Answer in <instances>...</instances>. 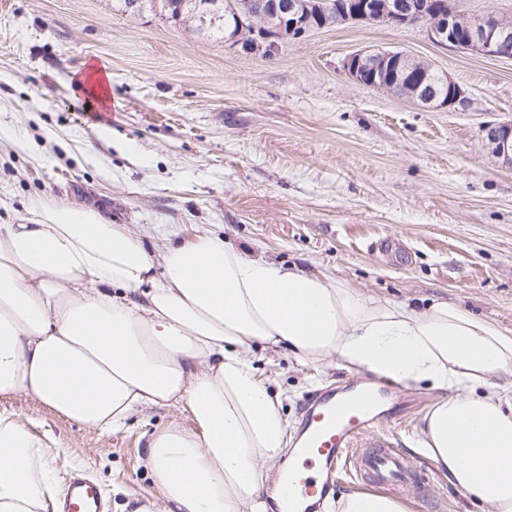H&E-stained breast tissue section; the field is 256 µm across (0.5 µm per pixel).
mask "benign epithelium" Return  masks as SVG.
I'll use <instances>...</instances> for the list:
<instances>
[{
  "instance_id": "benign-epithelium-1",
  "label": "benign epithelium",
  "mask_w": 512,
  "mask_h": 512,
  "mask_svg": "<svg viewBox=\"0 0 512 512\" xmlns=\"http://www.w3.org/2000/svg\"><path fill=\"white\" fill-rule=\"evenodd\" d=\"M453 0H440L427 10L410 0H270L258 10H249L238 19L237 31L225 37L233 42L248 33L258 34L260 48L275 49L278 41L297 39L311 26V14L335 13L340 22L367 23L375 14L397 26L423 22L436 43L483 56L512 59V22L494 15L464 17L452 7ZM411 56L401 51H358L345 61V74L364 85L393 89L408 78ZM409 97L428 108L453 109L466 102L461 86L445 71L435 78L411 82ZM487 139L493 153L512 163V123L487 126Z\"/></svg>"
}]
</instances>
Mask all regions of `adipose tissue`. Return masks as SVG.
<instances>
[{
    "instance_id": "adipose-tissue-1",
    "label": "adipose tissue",
    "mask_w": 512,
    "mask_h": 512,
    "mask_svg": "<svg viewBox=\"0 0 512 512\" xmlns=\"http://www.w3.org/2000/svg\"><path fill=\"white\" fill-rule=\"evenodd\" d=\"M313 365L425 386L419 451L475 504L512 512V336L460 305L424 311L203 234L158 255L97 212L42 205L0 224V397L33 396L79 425L188 409L148 443L162 503L133 512H262L286 445L254 345ZM47 443L0 412V512H45Z\"/></svg>"
}]
</instances>
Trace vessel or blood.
I'll return each mask as SVG.
<instances>
[{
  "mask_svg": "<svg viewBox=\"0 0 512 512\" xmlns=\"http://www.w3.org/2000/svg\"><path fill=\"white\" fill-rule=\"evenodd\" d=\"M398 389L381 378L342 393L316 392L309 398L292 444L295 464L277 486L280 512H321L332 498L335 474L353 464L368 487L401 493L417 488L419 478L399 444L378 437L380 406ZM60 512H102L96 487L74 480Z\"/></svg>",
  "mask_w": 512,
  "mask_h": 512,
  "instance_id": "vessel-or-blood-1",
  "label": "vessel or blood"
}]
</instances>
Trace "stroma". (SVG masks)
I'll use <instances>...</instances> for the list:
<instances>
[{"label":"stroma","mask_w":512,"mask_h":512,"mask_svg":"<svg viewBox=\"0 0 512 512\" xmlns=\"http://www.w3.org/2000/svg\"><path fill=\"white\" fill-rule=\"evenodd\" d=\"M362 49H397L448 72L468 104L427 109L349 79ZM106 94L81 89L91 66ZM512 121V61L433 43L420 23L332 25L245 54L191 24L133 16L114 0H0V224L38 204L125 225L150 253L218 234L238 249L341 280L381 300L460 304L512 333V166L487 125ZM288 432L318 389L357 376L252 348ZM437 391L405 389L382 429L421 476L406 512H475L416 453ZM48 443L57 491L81 473L106 512L161 500L144 460L187 410L146 408L114 431L38 399H0Z\"/></svg>","instance_id":"1"}]
</instances>
